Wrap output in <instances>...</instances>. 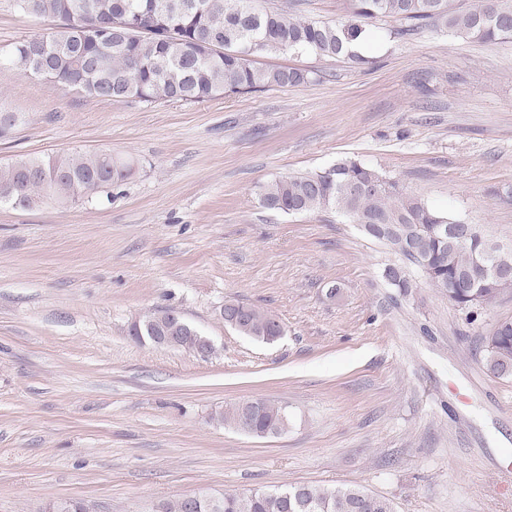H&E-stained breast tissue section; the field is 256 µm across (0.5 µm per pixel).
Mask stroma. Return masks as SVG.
I'll use <instances>...</instances> for the list:
<instances>
[{"label": "stroma", "instance_id": "obj_1", "mask_svg": "<svg viewBox=\"0 0 512 512\" xmlns=\"http://www.w3.org/2000/svg\"><path fill=\"white\" fill-rule=\"evenodd\" d=\"M58 26L0 0L2 48ZM399 27L370 24L363 66L254 56L311 79L201 103L93 99L0 65V103L20 115L0 162L98 150L134 162L89 199L0 205V512L60 498L151 512L301 484L360 486L396 512H512V380L480 362L481 337L512 320V291L468 320L425 281L391 288L395 255L343 214L258 197L353 158L512 247V205L492 195L512 184V41ZM231 302L284 336L239 334ZM161 308L213 352L133 339ZM257 398L287 406L286 431L220 421Z\"/></svg>", "mask_w": 512, "mask_h": 512}]
</instances>
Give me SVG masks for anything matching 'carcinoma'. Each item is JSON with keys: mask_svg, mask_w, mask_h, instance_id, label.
Masks as SVG:
<instances>
[{"mask_svg": "<svg viewBox=\"0 0 512 512\" xmlns=\"http://www.w3.org/2000/svg\"><path fill=\"white\" fill-rule=\"evenodd\" d=\"M133 25H158L153 34L112 33L116 3ZM194 0H15L23 14L51 17L61 27L0 48V63L26 76L49 79L62 87L99 99L200 103L216 96L244 94L270 86H297L309 73L298 69L260 68L250 57L269 52L307 50L319 57L365 58L350 49L379 17L401 21V35L430 27L450 36L481 43L512 39V0H478L462 9L455 0H350L345 17L335 22L309 20L288 8L258 10L253 0H207L202 12ZM221 51L202 54L204 46ZM19 117L0 107V139H7ZM133 163L105 151L61 153L0 163V205L31 208L43 201L74 203L127 179ZM261 204L285 214L335 209L356 224H388L391 230L371 239L385 244L401 262L385 267L389 285L408 294L416 287L412 272L448 295L474 316L512 290V249L487 238L466 244L437 224L458 220L408 193L399 182L358 160L346 158L320 171L274 179L259 188ZM238 319V332L270 343L280 323L241 303L224 306V316ZM482 364L492 376L512 379V320L499 322L483 338ZM220 419L237 430L265 438L284 431L288 410L264 399L233 406ZM155 512H395L393 503L353 486H290L248 494L226 493L193 500L161 501Z\"/></svg>", "mask_w": 512, "mask_h": 512, "instance_id": "cac0c4a2", "label": "carcinoma"}]
</instances>
